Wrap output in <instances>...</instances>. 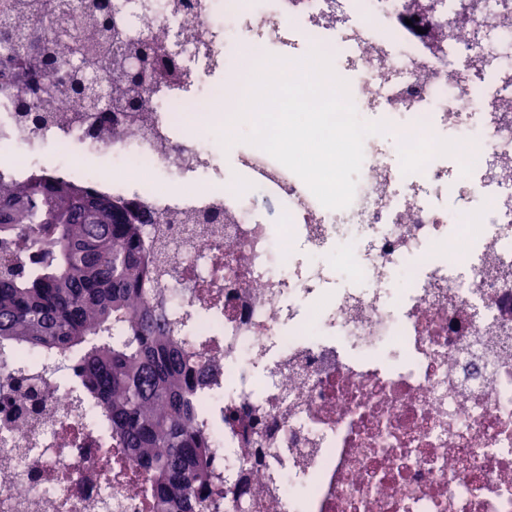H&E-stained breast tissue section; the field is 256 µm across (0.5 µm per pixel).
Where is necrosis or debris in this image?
Masks as SVG:
<instances>
[{"label":"necrosis or debris","mask_w":512,"mask_h":512,"mask_svg":"<svg viewBox=\"0 0 512 512\" xmlns=\"http://www.w3.org/2000/svg\"><path fill=\"white\" fill-rule=\"evenodd\" d=\"M436 2L419 18L414 0H152L125 26L194 35L185 80L150 96L148 124L94 129L59 98L60 120L34 129L0 95L1 177L59 173L162 216L144 248L164 236L171 258L144 287L207 365L216 462L248 488L221 512H512V0L431 55L420 29L439 31L460 0ZM294 34L349 73L360 119L390 127L365 138L344 209L259 147L229 165L205 134H238L227 82ZM59 146L82 164L47 162ZM105 161L130 172L102 179ZM163 178L187 193L160 191ZM261 196L283 223L264 222ZM4 359L39 385L46 414L15 431L0 411V438L21 450L0 447V512H102L106 494L145 512L69 381L73 356L0 343Z\"/></svg>","instance_id":"1"}]
</instances>
